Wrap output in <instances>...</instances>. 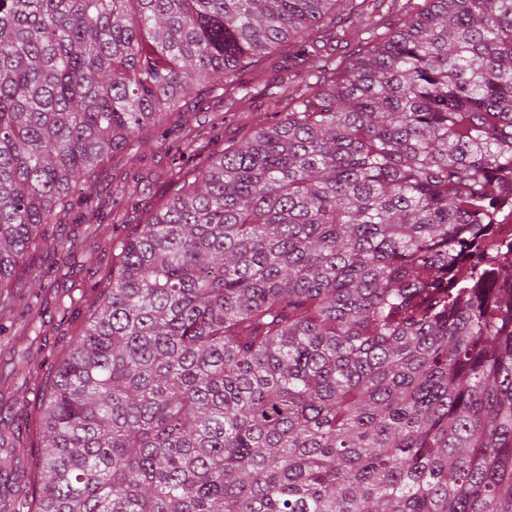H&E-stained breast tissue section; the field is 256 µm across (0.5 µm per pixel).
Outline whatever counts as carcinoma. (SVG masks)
<instances>
[{
	"mask_svg": "<svg viewBox=\"0 0 512 512\" xmlns=\"http://www.w3.org/2000/svg\"><path fill=\"white\" fill-rule=\"evenodd\" d=\"M0 0V334L109 157L186 103L262 120L112 239L0 512H512V0ZM355 41L344 58L334 42ZM40 439L29 463L27 438Z\"/></svg>",
	"mask_w": 512,
	"mask_h": 512,
	"instance_id": "cac0c4a2",
	"label": "carcinoma"
}]
</instances>
